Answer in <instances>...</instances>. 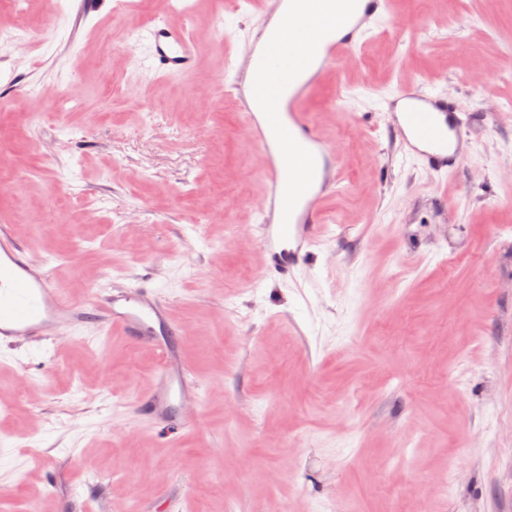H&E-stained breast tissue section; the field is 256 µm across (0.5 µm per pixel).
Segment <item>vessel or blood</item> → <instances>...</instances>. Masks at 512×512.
<instances>
[{"label": "vessel or blood", "instance_id": "vessel-or-blood-1", "mask_svg": "<svg viewBox=\"0 0 512 512\" xmlns=\"http://www.w3.org/2000/svg\"><path fill=\"white\" fill-rule=\"evenodd\" d=\"M269 2L270 15L281 26L274 34H257L245 58L248 92L240 98L247 134L265 158L268 193L257 228L265 279L287 277L305 264L323 230L319 202L336 186V154L309 119L306 102L323 72L355 53L391 13L390 0H340L345 32L338 37L319 18H297L296 0ZM138 37L148 45L154 77L175 78L195 69V41L187 27L161 22ZM389 105L413 158L429 171L455 174L463 163L458 144L467 121L454 103L407 85ZM91 317L105 331L160 357L158 373L137 399L136 410L158 426L193 430L194 422L181 410L196 398L197 387L182 356L183 330L170 303L146 285H117L107 277L89 297L74 299L53 269L32 262L27 248L1 226L0 342L39 343Z\"/></svg>", "mask_w": 512, "mask_h": 512}]
</instances>
